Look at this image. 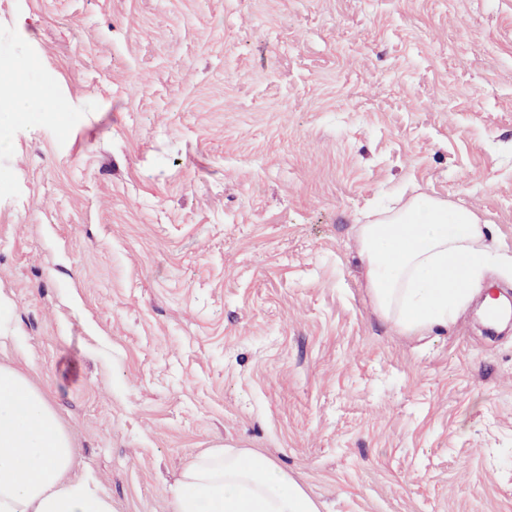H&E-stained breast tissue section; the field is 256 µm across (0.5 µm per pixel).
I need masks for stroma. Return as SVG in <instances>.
<instances>
[{"label": "stroma", "instance_id": "1", "mask_svg": "<svg viewBox=\"0 0 512 512\" xmlns=\"http://www.w3.org/2000/svg\"><path fill=\"white\" fill-rule=\"evenodd\" d=\"M0 360L112 512L219 444L321 512H512V322L406 336L356 228L426 194L512 255V0H0Z\"/></svg>", "mask_w": 512, "mask_h": 512}]
</instances>
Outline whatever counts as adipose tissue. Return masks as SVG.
<instances>
[{"instance_id":"1","label":"adipose tissue","mask_w":512,"mask_h":512,"mask_svg":"<svg viewBox=\"0 0 512 512\" xmlns=\"http://www.w3.org/2000/svg\"><path fill=\"white\" fill-rule=\"evenodd\" d=\"M366 288L400 333L447 328L494 258L473 210L428 195L358 225ZM73 441L29 375L0 364V512H112L87 478L73 476ZM172 512H319L270 458L232 447L198 456L182 472Z\"/></svg>"}]
</instances>
